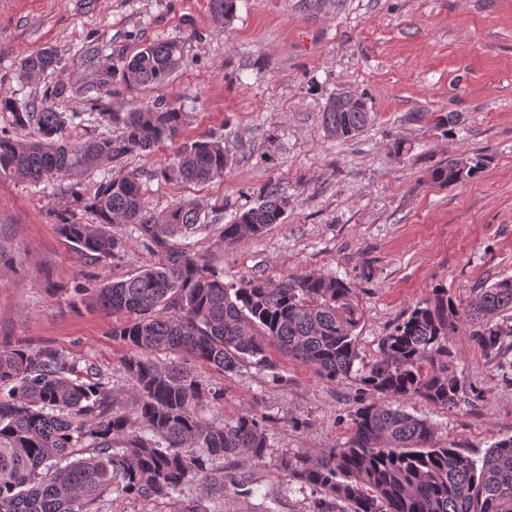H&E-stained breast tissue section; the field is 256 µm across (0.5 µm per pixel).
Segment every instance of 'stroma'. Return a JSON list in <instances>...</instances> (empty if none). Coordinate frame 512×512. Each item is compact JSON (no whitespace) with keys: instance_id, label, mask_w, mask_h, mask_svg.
Returning a JSON list of instances; mask_svg holds the SVG:
<instances>
[{"instance_id":"obj_1","label":"stroma","mask_w":512,"mask_h":512,"mask_svg":"<svg viewBox=\"0 0 512 512\" xmlns=\"http://www.w3.org/2000/svg\"><path fill=\"white\" fill-rule=\"evenodd\" d=\"M161 40L184 46L169 82L117 94L88 89L95 70ZM47 47L59 52L57 70L19 83L21 59ZM55 84L64 88L70 134L83 139L106 131L81 117L91 100L123 109L181 104L184 138L223 142L231 161L223 179L195 186L149 178L170 161L171 143L122 164L145 174L155 210L203 208L208 229L177 238V246L222 268L228 281L306 271L347 279L362 312L363 359L435 285L465 298L512 277V0H238L223 26L213 24L209 0H0V92L38 101ZM343 91L364 94L372 120L336 141L325 135L321 112ZM448 113L457 124L436 128L434 116ZM396 138L407 152H390ZM451 156L483 162L464 183L433 185L430 169ZM271 182L289 196L283 223L225 246V224ZM69 204L68 180L39 187L0 174V347L50 346L79 368L97 369L115 411L130 415L127 348L112 338L113 316L69 303L65 291L87 279H123L152 255L131 225L118 224L120 258L87 266L53 222ZM271 358V366L226 375L192 365L224 388V405L209 420L245 409L267 418L264 463L229 464L223 495L203 501L207 512H309L314 491L278 482L280 460L341 446L348 414L365 398L356 380L326 382L279 352ZM455 366L478 394L474 405L402 407L430 420L440 444L479 456L512 437V383L499 361L466 343Z\"/></svg>"}]
</instances>
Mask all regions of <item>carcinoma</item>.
Listing matches in <instances>:
<instances>
[{"mask_svg":"<svg viewBox=\"0 0 512 512\" xmlns=\"http://www.w3.org/2000/svg\"><path fill=\"white\" fill-rule=\"evenodd\" d=\"M238 0H209L213 20L231 21ZM183 61V44H149L98 84L126 88L160 85ZM59 64L47 48L24 57L22 79L31 81ZM55 88L38 102L20 104L0 94V172L41 185L71 180L77 208L94 216L82 224L69 208L53 213L58 232L89 264L119 256L114 224H130L154 262L127 279L98 288L86 284L70 298H88L105 312L133 319L112 328L130 354L122 367L136 403L135 416L114 411L112 389L87 369L79 371L52 347L0 348V512H98L96 503L116 485L143 500L171 499L192 484L201 496L179 498L173 512H206L202 498L224 492V464L246 458L260 465L267 455L262 420L250 409L214 424L207 411L224 401V387L211 386L184 362L161 363L153 355L184 354L232 373L243 364L270 365L274 346L311 367L319 378H353L374 396L348 414L340 448L296 459L284 457L278 479L313 488L309 512H512V438L478 459L437 443L433 424L385 403L419 400L447 408L465 395L455 368L454 336H465L484 356L498 359L512 349V277L474 289L461 299L438 286L407 317L380 337L370 362L359 360L356 329L361 316L354 288L336 275L289 274L277 281L260 275L224 281V270L180 250L173 239L206 229L199 208L178 203L157 212L144 197L139 173L116 166L130 154L151 155L177 140L186 122L182 107L157 101L127 112L95 103L92 122L119 135L73 138ZM326 134L352 138L369 123L363 98L345 111L325 104ZM113 167L94 191L82 176ZM229 158L211 138L181 142L173 162L149 173L164 180L206 184L224 177ZM479 161L448 158L430 179L448 187L470 179ZM288 195L271 183L256 206L224 225V244L235 245L282 223ZM141 422L146 432L136 430ZM78 448L92 455L73 458Z\"/></svg>","mask_w":512,"mask_h":512,"instance_id":"obj_1","label":"carcinoma"}]
</instances>
